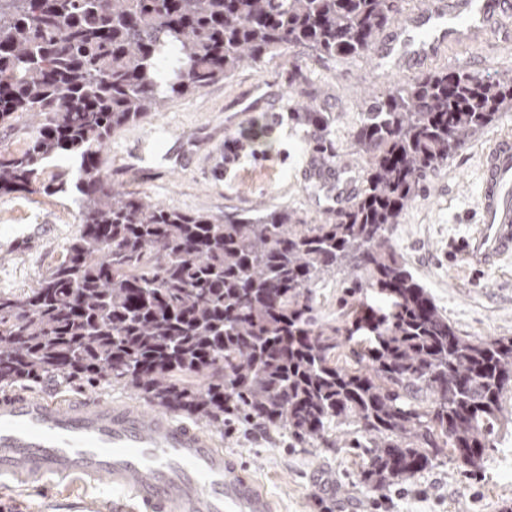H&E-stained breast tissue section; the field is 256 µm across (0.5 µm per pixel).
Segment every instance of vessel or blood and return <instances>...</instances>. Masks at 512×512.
<instances>
[{
	"label": "vessel or blood",
	"mask_w": 512,
	"mask_h": 512,
	"mask_svg": "<svg viewBox=\"0 0 512 512\" xmlns=\"http://www.w3.org/2000/svg\"><path fill=\"white\" fill-rule=\"evenodd\" d=\"M512 0H421L371 48L403 72L478 42ZM478 232L462 252L488 267L512 252V135L488 150ZM21 488L47 481L106 484L124 497L108 512H275L273 500L199 426L131 401L0 396V479Z\"/></svg>",
	"instance_id": "vessel-or-blood-1"
}]
</instances>
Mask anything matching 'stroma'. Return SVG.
Masks as SVG:
<instances>
[{"label":"stroma","mask_w":512,"mask_h":512,"mask_svg":"<svg viewBox=\"0 0 512 512\" xmlns=\"http://www.w3.org/2000/svg\"><path fill=\"white\" fill-rule=\"evenodd\" d=\"M306 77L288 84L293 65ZM426 71H466L481 77L512 75V16L499 18L482 42L458 46L431 60ZM400 76L375 67L369 56L321 57L307 48L284 50L233 78L176 99L158 118L113 134L104 172L113 185L149 195L184 211L223 215L256 203L285 205L297 220L316 224L333 206L321 173L334 175L353 200L363 183V163L352 134L373 96L387 93ZM311 101L331 120L337 158L313 151V130L291 124L288 109ZM254 125L269 129L251 152L224 159V138ZM512 132V111L499 113L448 163L423 181L391 242L441 313L473 341L512 337V254L476 268L458 245L478 228L479 166L483 152ZM78 230V208L52 192L0 195V292L35 287L57 264ZM346 271L320 281L314 307L323 323L343 312ZM353 422L331 424L325 440L308 444L286 426L226 422L214 435L225 453L243 464L277 504L279 512H512V393L504 399L479 467L458 466L448 454L413 477L381 491L359 483L362 449L348 447ZM106 486L49 484L20 490L0 484V512H68L69 504L104 503Z\"/></svg>","instance_id":"1"}]
</instances>
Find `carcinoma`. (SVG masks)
<instances>
[{
    "mask_svg": "<svg viewBox=\"0 0 512 512\" xmlns=\"http://www.w3.org/2000/svg\"><path fill=\"white\" fill-rule=\"evenodd\" d=\"M402 0H0V126L28 139L0 151V194L79 160V229L36 287L0 293V389L46 376L123 385L155 409L213 427L224 417L324 440L352 420L360 473L381 490L444 449L483 459L512 392V337L457 334L390 244L420 181L448 166L497 114L512 76L434 72L396 84L353 134L364 161L352 204L319 224L256 206L187 213L120 190L103 173L112 133L282 49L370 50ZM288 119L329 117L297 103ZM350 312L325 326L311 288L341 268ZM346 345L355 367L338 365Z\"/></svg>",
    "mask_w": 512,
    "mask_h": 512,
    "instance_id": "cac0c4a2",
    "label": "carcinoma"
}]
</instances>
